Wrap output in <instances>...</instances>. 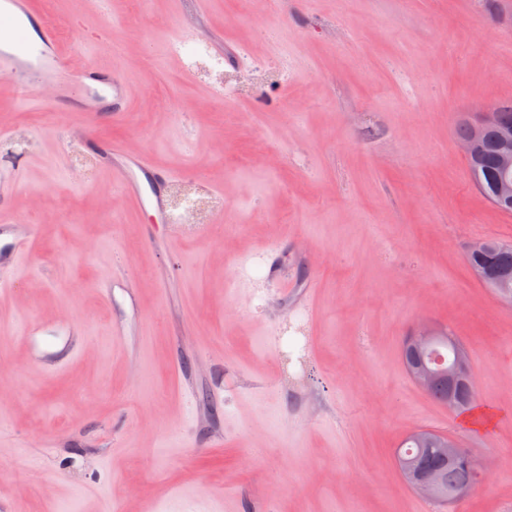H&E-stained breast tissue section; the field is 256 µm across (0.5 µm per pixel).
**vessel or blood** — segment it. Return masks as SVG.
Here are the masks:
<instances>
[{"instance_id": "vessel-or-blood-1", "label": "vessel or blood", "mask_w": 512, "mask_h": 512, "mask_svg": "<svg viewBox=\"0 0 512 512\" xmlns=\"http://www.w3.org/2000/svg\"><path fill=\"white\" fill-rule=\"evenodd\" d=\"M75 33V46L64 48L33 0H0V76L13 80L19 99H30L40 88L49 87L58 97L73 102L75 111L88 113L106 107L113 120H120L130 104L121 67L103 68L90 61L74 66L83 45L93 39L83 28H76ZM100 161L129 203L151 209L156 222L170 223L168 168L147 154L128 152L118 140L112 141ZM21 167L17 161L0 171V235L12 239L10 248L0 253V285L4 287L11 285L21 256L37 241L36 225L4 220L17 187L12 173Z\"/></svg>"}]
</instances>
